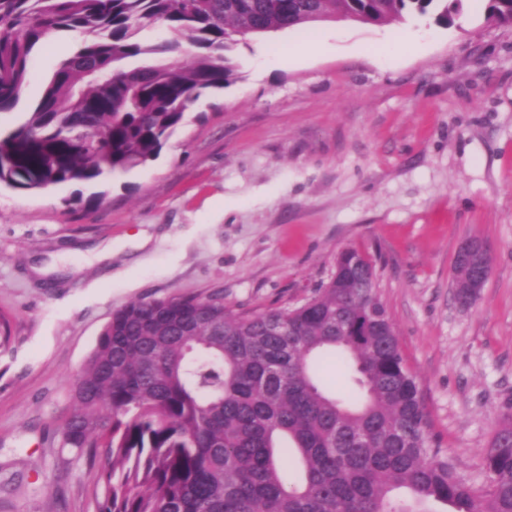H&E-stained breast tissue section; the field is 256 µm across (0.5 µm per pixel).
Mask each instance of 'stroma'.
Listing matches in <instances>:
<instances>
[{
    "mask_svg": "<svg viewBox=\"0 0 512 512\" xmlns=\"http://www.w3.org/2000/svg\"><path fill=\"white\" fill-rule=\"evenodd\" d=\"M398 27L414 40L397 60L363 53ZM282 43L297 57L269 63ZM72 45L45 42L1 131ZM237 62L239 79L201 96L149 165L102 185L0 186V512H93L96 473L59 438L69 383L114 309L185 295L298 306L351 247L375 264L435 443L486 485L484 451L512 414V26L466 0L451 27L326 19L257 38ZM470 237L493 263L464 308L453 262ZM105 242L111 261L90 260Z\"/></svg>",
    "mask_w": 512,
    "mask_h": 512,
    "instance_id": "obj_1",
    "label": "stroma"
}]
</instances>
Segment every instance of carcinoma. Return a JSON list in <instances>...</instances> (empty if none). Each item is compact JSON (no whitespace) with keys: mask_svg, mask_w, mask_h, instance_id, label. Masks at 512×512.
Masks as SVG:
<instances>
[{"mask_svg":"<svg viewBox=\"0 0 512 512\" xmlns=\"http://www.w3.org/2000/svg\"><path fill=\"white\" fill-rule=\"evenodd\" d=\"M464 0H0V112L33 54L75 34L36 105L0 133V185L42 191L144 167L201 95L239 78L251 36L311 15L380 24ZM486 19L512 25V0ZM157 26L172 38L144 36ZM190 46L191 61L177 57ZM355 248L300 306L235 312L219 298L131 301L112 312L70 385L62 446L96 470L94 512H512V416L486 449L487 485L432 444L419 382ZM322 355L340 397L314 375ZM293 456L299 474L286 473Z\"/></svg>","mask_w":512,"mask_h":512,"instance_id":"carcinoma-1","label":"carcinoma"}]
</instances>
